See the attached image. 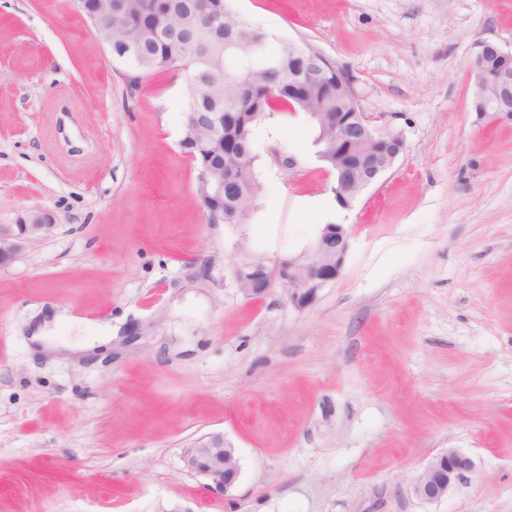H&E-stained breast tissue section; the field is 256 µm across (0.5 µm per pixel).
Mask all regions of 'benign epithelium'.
Listing matches in <instances>:
<instances>
[{
    "label": "benign epithelium",
    "mask_w": 512,
    "mask_h": 512,
    "mask_svg": "<svg viewBox=\"0 0 512 512\" xmlns=\"http://www.w3.org/2000/svg\"><path fill=\"white\" fill-rule=\"evenodd\" d=\"M126 0H76L77 8L91 21L98 39L113 46L112 15L125 9ZM193 28L220 33L224 26L209 15L190 11ZM292 52L305 55L299 65L288 72V83L294 90L303 89L313 78L310 49L288 42ZM469 108L481 114L495 113L512 119V49L496 42L477 40L471 47ZM336 97H343L351 108L336 113V148H365L379 140H388L394 152L374 161L354 176L347 185L339 175L332 187L337 205L349 209L360 194L377 182L395 165L405 149L403 137L389 129L373 125L360 111L351 81L344 75L336 81ZM54 226L53 217L43 211L30 210L18 216L14 224L0 225V266L15 258L22 243L47 234ZM350 249V232L343 224H325L309 248L300 254L281 258L273 264L241 255L234 263L235 281L247 299H257L270 292L257 287L256 273L272 271L274 285L288 289V299L297 308L315 301L320 290L336 281L345 265ZM182 459L191 473L205 480L207 489L227 495L237 482L241 467L235 448L221 432L204 434L182 448ZM473 467L472 459L450 449L433 458L413 484L414 494L424 500H437L452 493L465 473Z\"/></svg>",
    "instance_id": "7a95c632"
}]
</instances>
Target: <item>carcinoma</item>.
<instances>
[{"label": "carcinoma", "mask_w": 512, "mask_h": 512, "mask_svg": "<svg viewBox=\"0 0 512 512\" xmlns=\"http://www.w3.org/2000/svg\"><path fill=\"white\" fill-rule=\"evenodd\" d=\"M203 7L208 12L224 14V30L233 31L252 48L259 65L249 69L235 64L233 57L225 54L223 44L204 31L193 41H174L163 35L173 29V24L184 25L186 20L178 13L168 21L155 18L152 0H133L129 9L113 18L112 34L119 43L144 45L147 72L170 70L175 60H186V111L220 113V135L213 138L205 128L195 129L189 147L184 149L196 170L209 168L224 180L223 198L211 196L199 184L197 201L210 218L234 224L239 215L249 219L262 189L255 173L257 156L252 146L257 121L274 111L303 114L319 108L336 112V73L312 79L299 99H290L282 74L295 66L296 58L288 53V42L280 41L278 50L269 54L265 51L269 34L244 20L228 0H203ZM208 58L244 82L246 89L224 86V103L216 106L199 100L197 85L211 81V75L204 70ZM314 145L318 160L334 172L346 173L360 164L356 154L336 149L331 124L323 130L315 129Z\"/></svg>", "instance_id": "obj_1"}]
</instances>
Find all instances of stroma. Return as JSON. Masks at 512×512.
Returning <instances> with one entry per match:
<instances>
[{"label":"stroma","mask_w":512,"mask_h":512,"mask_svg":"<svg viewBox=\"0 0 512 512\" xmlns=\"http://www.w3.org/2000/svg\"><path fill=\"white\" fill-rule=\"evenodd\" d=\"M232 4L344 70L404 153L346 210L306 118L272 113L256 210L208 223L183 74L130 90L74 0H0V225L56 220L0 268V512H512V120L469 110L471 45L512 47V0ZM328 223L350 249L312 305L242 297L240 248L274 261ZM41 329L100 342L46 353ZM210 432L240 459L226 496L182 462ZM451 449L473 469L417 498ZM473 467L472 459L456 450L433 458L413 484L414 494L424 500H437L452 493L465 473Z\"/></svg>","instance_id":"1"}]
</instances>
